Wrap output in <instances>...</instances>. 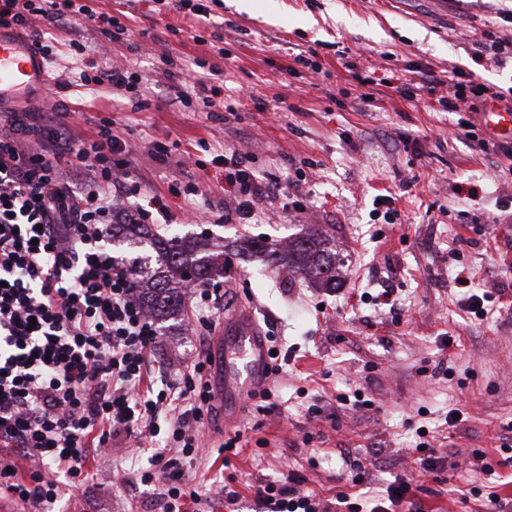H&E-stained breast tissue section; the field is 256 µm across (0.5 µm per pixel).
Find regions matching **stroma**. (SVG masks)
Segmentation results:
<instances>
[{"instance_id": "1", "label": "stroma", "mask_w": 512, "mask_h": 512, "mask_svg": "<svg viewBox=\"0 0 512 512\" xmlns=\"http://www.w3.org/2000/svg\"><path fill=\"white\" fill-rule=\"evenodd\" d=\"M126 27L72 20L55 37L58 71L119 63L140 75L138 90L52 87L50 97L76 113L82 134L104 120L141 150L127 157L137 201L166 205L167 230L206 234L224 247L216 316L251 314L274 340L281 372L270 388L278 408L240 398L233 408L245 443L229 464L216 463L224 439L205 435L197 459L183 464L190 489L207 496L205 512H229L209 498L231 480L238 512H262L252 485L294 471L325 499L349 491L364 466L372 487L419 478L414 448L427 439L449 464L419 478L426 512H484L489 495L512 497V184L491 177V139L470 113L475 139L435 97L445 79L474 73L493 88L512 87V65L475 56L484 30L512 39V0H206L204 22L158 0H82ZM83 46L81 59L70 40ZM316 51L319 72L296 63ZM219 64L222 96L235 112H212L197 96L174 105L197 60ZM358 62L352 75L345 60ZM419 68L441 78L435 94L408 101L359 77ZM371 102H363L362 93ZM160 142L165 161L150 150ZM250 154V170L281 190L257 205V221L225 216L224 156ZM199 187L197 219L185 222L183 190ZM396 200L400 221L385 223L382 196ZM336 240V285L291 278L243 250L245 240L285 245L314 229ZM396 290L389 309L377 296ZM489 295V313L470 312L471 295ZM209 335H192L182 318L160 322L151 378L176 377ZM361 396L368 407L349 409ZM459 410L460 421L449 418ZM111 463L91 466L77 488L61 485L49 512H161L157 489L136 481L133 464L147 451L121 434ZM492 474L477 471L473 451ZM478 495H471V488Z\"/></svg>"}]
</instances>
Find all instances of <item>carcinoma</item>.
Returning <instances> with one entry per match:
<instances>
[{"instance_id": "1", "label": "carcinoma", "mask_w": 512, "mask_h": 512, "mask_svg": "<svg viewBox=\"0 0 512 512\" xmlns=\"http://www.w3.org/2000/svg\"><path fill=\"white\" fill-rule=\"evenodd\" d=\"M112 241L127 244L128 255L121 262L131 287L144 298L146 312L156 320L183 309L187 281L206 284L224 272V253L211 251L195 236L169 237L149 224H114ZM245 246L264 254L273 266L285 265L296 275L336 286V252L323 232L298 239L286 251L264 240H250Z\"/></svg>"}]
</instances>
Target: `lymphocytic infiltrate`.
Segmentation results:
<instances>
[{
    "mask_svg": "<svg viewBox=\"0 0 512 512\" xmlns=\"http://www.w3.org/2000/svg\"><path fill=\"white\" fill-rule=\"evenodd\" d=\"M71 15L96 17L75 0H0V27L39 22L56 31ZM446 83L444 111H512V98L478 78ZM132 152L108 120L90 135L78 132L70 112H53L37 126L15 112L0 124V492L23 505L57 501L53 469L79 487L88 461L111 459L114 434L151 442L164 412L166 443L135 474L141 484H158L163 512H200L203 498L188 488L180 464L195 458L214 410L204 379L212 359L197 354L178 378L146 386L158 331L106 247L108 225L152 224L167 214L159 200L150 210L132 204L141 188L127 184L119 160ZM248 160L233 156L229 182L243 221L255 218L254 202L267 189ZM71 166L82 170L81 182L68 175ZM20 459L26 469L17 467ZM304 482L292 472L254 485V496L269 512H336L341 505L360 512L348 494L325 500L304 491ZM366 502L368 512L392 505L424 512L403 477Z\"/></svg>",
    "mask_w": 512,
    "mask_h": 512,
    "instance_id": "lymphocytic-infiltrate-1",
    "label": "lymphocytic infiltrate"
}]
</instances>
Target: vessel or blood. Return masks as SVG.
<instances>
[{"instance_id":"1","label":"vessel or blood","mask_w":512,"mask_h":512,"mask_svg":"<svg viewBox=\"0 0 512 512\" xmlns=\"http://www.w3.org/2000/svg\"><path fill=\"white\" fill-rule=\"evenodd\" d=\"M51 73L49 60L26 36L0 28V107L9 101L44 99L51 86ZM212 350V393L217 402L264 384L267 345L249 314H235L228 333L215 334Z\"/></svg>"}]
</instances>
